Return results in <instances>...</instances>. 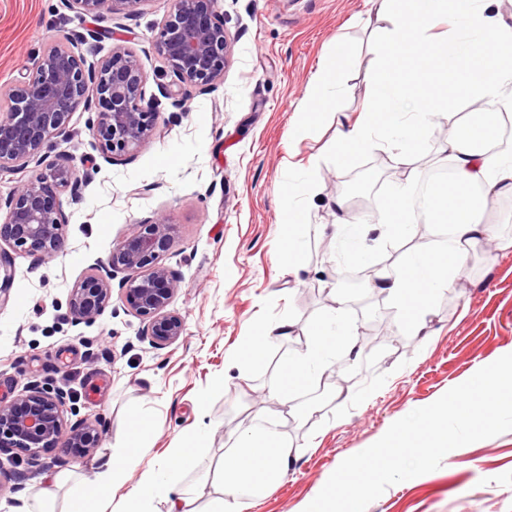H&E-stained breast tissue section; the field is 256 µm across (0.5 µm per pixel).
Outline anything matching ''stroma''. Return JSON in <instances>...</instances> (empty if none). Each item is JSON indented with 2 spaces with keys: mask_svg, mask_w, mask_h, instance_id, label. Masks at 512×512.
Here are the masks:
<instances>
[{
  "mask_svg": "<svg viewBox=\"0 0 512 512\" xmlns=\"http://www.w3.org/2000/svg\"><path fill=\"white\" fill-rule=\"evenodd\" d=\"M218 5V19L234 38L224 81L206 92L183 87L177 105L161 95L170 79L152 46L169 0H148L135 17L113 15L102 23L107 37L82 48L99 58L117 48L133 53L146 95L160 99L157 135L117 162L98 160L80 199L61 195L68 217L63 253L43 263L16 256L10 299L0 306V398L13 400L38 379L72 391L79 416L102 419L106 429L91 454L51 448L39 467L0 475L1 504H20L59 471L85 473L106 461L108 447L135 422L153 464L201 431L196 466L178 480L203 507L229 436L242 430L243 419L277 409L271 389L282 378L301 410L283 423L298 460L274 491L254 497L250 512H303L345 458L512 353V195L496 199L485 214L496 227L494 244L475 246L457 284L429 303L428 340L411 335L387 296L367 281L342 277L353 261L342 239L327 231L340 218L336 196L345 195L356 214L384 202L403 179L383 147L345 163L335 155L337 124L357 119L366 74L376 63L384 22L373 0ZM93 23L61 0H0V114L8 112L7 93L34 56ZM339 39L351 59L341 68L338 109L321 115L313 135L292 137L308 80ZM88 118L74 113L68 133L52 139L50 159L95 157ZM303 171L312 174L313 195L299 254L307 272L297 278L288 270L278 191ZM160 211L174 224L163 261L181 277L169 305L183 320L181 336L152 347L144 322L117 299L94 323L75 322L73 285L106 261L134 225ZM365 245L369 264L392 268L422 242L373 231ZM339 306L350 324L379 331L377 371L363 379L359 364L350 363L320 386L289 378L288 361L302 351L310 325ZM280 319L292 321V336L267 346L261 362L230 361L243 337ZM366 512H512V431L450 451L438 469L390 486Z\"/></svg>",
  "mask_w": 512,
  "mask_h": 512,
  "instance_id": "obj_1",
  "label": "stroma"
}]
</instances>
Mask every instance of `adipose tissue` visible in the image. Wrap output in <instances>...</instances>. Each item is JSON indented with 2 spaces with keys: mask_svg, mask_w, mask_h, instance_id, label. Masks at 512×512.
<instances>
[{
  "mask_svg": "<svg viewBox=\"0 0 512 512\" xmlns=\"http://www.w3.org/2000/svg\"><path fill=\"white\" fill-rule=\"evenodd\" d=\"M378 12L390 22L377 40L376 65L367 75L369 93L358 121L338 130L336 156L345 160L356 152L380 144L395 149L405 166V182L389 195L386 209L364 217L348 216L335 225V235L345 239L351 258L366 254L361 241L367 231L387 225L391 236L409 234L415 212L410 204L414 172L410 165L416 150L426 142L435 117L448 113L447 99L426 89L432 73L448 81L463 95L470 110L453 121L441 138L439 153L453 162L450 190L435 189L433 206L449 230L444 241H433L404 257L391 271L376 270L371 288L387 295L399 307L413 335L428 336L427 306L433 295L450 287L462 271L470 246L493 238L484 220L485 208L500 195L512 193V155L491 154L488 143L512 128V24L491 15V0H375ZM445 26L447 37L437 40L434 30ZM344 47L313 77L306 89L295 124L296 136L311 133L315 118L335 107L331 95L340 81ZM498 99L502 112L493 126L479 119L478 104ZM467 128L460 137L459 128ZM311 182L304 173L282 188V222L288 228L286 248L296 252L306 222L303 197ZM342 311L321 320L306 339L304 350L289 360L291 375L320 382L335 356L356 361L362 351L353 329L342 323ZM280 415L270 416V428L251 426L234 434L213 472L216 491L202 512H245L246 493H265L287 473L297 457L275 427ZM148 449L135 433L113 443L106 463L91 472L57 473L11 512H56L59 495H66L67 512H98L110 491L122 485L132 470H139L137 486L119 502L114 512H153L156 500H170L175 477L166 467L143 464Z\"/></svg>",
  "mask_w": 512,
  "mask_h": 512,
  "instance_id": "adipose-tissue-1",
  "label": "adipose tissue"
}]
</instances>
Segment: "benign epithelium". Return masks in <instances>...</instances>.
Returning <instances> with one entry per match:
<instances>
[{
    "mask_svg": "<svg viewBox=\"0 0 512 512\" xmlns=\"http://www.w3.org/2000/svg\"><path fill=\"white\" fill-rule=\"evenodd\" d=\"M148 0H63L66 9L96 20L113 14L139 15ZM167 18L156 27L153 47L177 86L202 91L224 80L230 37L224 25L212 21L218 0H170ZM106 30L86 27L72 34L67 45L48 47L9 90L11 107L0 119V173L20 174L19 188L0 198L5 210L0 223V303H6L14 283L13 255L50 260L65 250L68 219L57 196H82L92 180L86 164L74 156L45 163L43 150L51 139L67 133L72 115L95 111L88 122L99 153L111 163L156 135L149 120L158 101L145 100V76L131 52L118 48L89 60L80 47L99 43ZM173 242L169 214L161 212L138 224L112 248L107 263L87 273L70 292L73 318L93 322L112 304V280L121 273L122 305L145 322L144 336L156 348L175 342L182 319L167 310L178 289V274L162 263ZM73 393L38 380L25 383L9 402L0 401V472L32 466L46 448H80L88 454L102 437L99 423L86 419L72 424L65 417Z\"/></svg>",
    "mask_w": 512,
    "mask_h": 512,
    "instance_id": "7a95c632",
    "label": "benign epithelium"
}]
</instances>
